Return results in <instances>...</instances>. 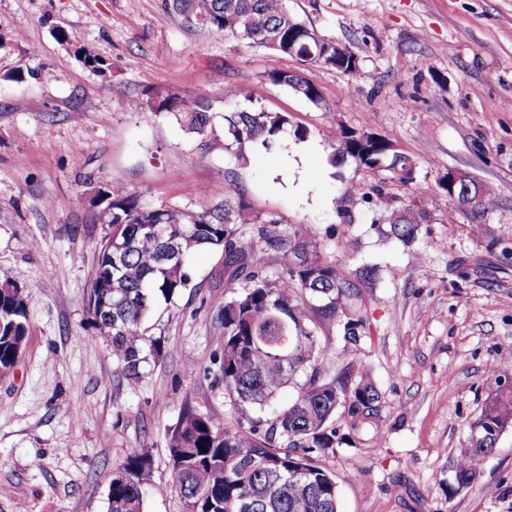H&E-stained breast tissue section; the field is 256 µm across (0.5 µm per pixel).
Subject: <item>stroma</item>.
I'll use <instances>...</instances> for the list:
<instances>
[{
	"label": "stroma",
	"instance_id": "obj_1",
	"mask_svg": "<svg viewBox=\"0 0 512 512\" xmlns=\"http://www.w3.org/2000/svg\"><path fill=\"white\" fill-rule=\"evenodd\" d=\"M288 7L348 45L356 73L214 35L163 0H0V282L29 294L27 346L0 377V512H107L112 469L136 448L153 451L144 512H187L166 448L183 407L237 427L216 363L222 252L196 253L191 288L146 321L166 352L136 389L117 385L110 348L87 331L85 294L106 234L101 192L115 180L146 206L191 212L224 186L257 215L249 234L272 277L278 262L258 228L270 219L309 232L344 272L377 265L358 351L335 347L325 359L336 371L362 362L381 395L371 423L336 420L343 442L327 464L339 512H512V428L473 483L456 481L471 422L512 389V0ZM61 30L70 43L56 40ZM80 42L95 47L104 74L79 61ZM280 70L314 83L325 108L271 83ZM228 85L240 105L287 114L292 127L245 165L147 107L150 90L169 87L220 113ZM344 131L392 140L413 181L332 166ZM452 169L494 192L483 221L449 199ZM413 206L427 214L413 248L381 240L380 214ZM345 224L357 253L334 235Z\"/></svg>",
	"mask_w": 512,
	"mask_h": 512
}]
</instances>
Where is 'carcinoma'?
Here are the masks:
<instances>
[{"label":"carcinoma","instance_id":"obj_1","mask_svg":"<svg viewBox=\"0 0 512 512\" xmlns=\"http://www.w3.org/2000/svg\"><path fill=\"white\" fill-rule=\"evenodd\" d=\"M165 10L198 26L250 45L289 54L306 66L326 65L329 58L306 53L309 38L288 48V28L310 29L288 10L287 0H164ZM79 60L92 71H105L104 61L90 44L76 47ZM275 85L303 98L313 86L298 72L268 75ZM151 112L173 115L191 133L215 135L212 102L206 97L182 96L167 88L148 96ZM225 146L236 147L238 160L250 148H269L288 132V115L261 107H241L222 113ZM352 160L372 169L386 167L402 182L413 180L409 158L380 142L360 147L356 136L341 133L331 165ZM108 204L99 214L107 225L97 265L85 297L91 336L108 343L120 366L118 382L134 389L144 363L164 352L159 338H149L142 321L160 303H167L191 285L189 258L203 249L224 253V278L231 284L244 278L246 286L224 295L217 310L222 329L219 369L224 395L239 412V430L230 431L211 417L188 407L171 431L168 456L172 474L187 503V512H338L339 489L322 461L342 443L336 413L343 411L357 427L377 412L380 396L360 363L332 373L322 367L332 344L320 335L322 326H336V342L352 352L365 327L359 301L361 288L375 276L364 266L348 277L322 256L320 242L299 230L284 231L274 219L260 229L261 238L278 259L279 272L270 278L255 255L249 226L258 222L250 207L231 201L222 187L211 195L218 202L203 212L178 207L147 208L124 184L114 181L104 190ZM384 234L406 246L418 239L424 214L415 209L381 218ZM122 257L120 270L109 253ZM112 279V316L100 312ZM29 295H0V369L15 366L28 340ZM293 398L277 402L297 374ZM512 427V391L488 398L470 427L472 445L456 465L458 484L479 474L484 458L496 446L503 429ZM152 449L136 448L112 473L108 512H143L144 483L152 467Z\"/></svg>","mask_w":512,"mask_h":512}]
</instances>
